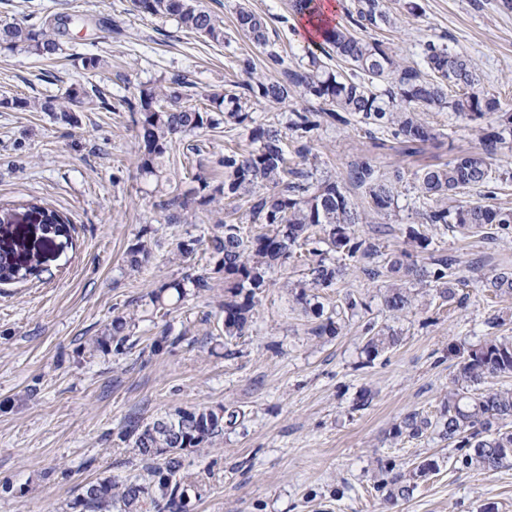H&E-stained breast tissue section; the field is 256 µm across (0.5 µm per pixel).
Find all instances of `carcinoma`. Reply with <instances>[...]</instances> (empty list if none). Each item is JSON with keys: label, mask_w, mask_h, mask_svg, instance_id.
<instances>
[{"label": "carcinoma", "mask_w": 512, "mask_h": 512, "mask_svg": "<svg viewBox=\"0 0 512 512\" xmlns=\"http://www.w3.org/2000/svg\"><path fill=\"white\" fill-rule=\"evenodd\" d=\"M321 0H293L294 14L301 18L319 15ZM135 10L146 17H174L182 27L213 42L224 40V23L194 3V0H133ZM350 25H334L325 29L323 45L327 56H336L350 65L348 73H333L316 57L308 67L286 71L287 79L255 77L250 59L239 63L245 79L235 83L238 91L214 93L205 109L181 103L191 82L182 74L172 75L159 87L139 90L130 110L138 114L136 140L140 169L149 174L158 171L161 159L170 146L185 135L224 123L248 131L254 147L228 148L217 164L222 180L212 184L197 178L199 186L194 200L208 206L219 197L248 196L249 217L266 231L246 235L238 224H222L208 240L190 238L176 243L174 255L185 260L206 244L212 257L218 259L217 271L224 275V342L240 338L253 323V311L259 296L269 286L268 274L281 261L306 251L315 257L309 263L305 278L294 283L291 291L303 312L318 320L313 332L318 336H336L342 330L341 320L324 316L317 302L319 291L334 287L346 269L344 262L361 264L377 254L373 246L357 235L356 226L368 223L372 214H389L396 206L400 173L391 177L378 173L375 166L363 162L348 175L354 185L365 189L367 207L358 210L338 180L313 183V172L305 168L312 154L311 133L323 123L348 125L356 120L370 132L388 129L406 142L425 143L435 138L433 129L420 113L446 108L463 120L474 122L500 109L499 99L479 86L471 61L448 48L427 42L423 49L427 71L423 72L398 60L389 49L376 41H368L360 32L368 27L394 23L383 0H355L354 10L347 11ZM239 29L260 44H267L265 20L245 6L237 10ZM24 50L50 58L61 51L58 39L44 28L19 23L0 25V51ZM380 82V89L374 82ZM299 93L321 101L315 112H291L285 130L256 123L246 112L250 98H262L275 107ZM102 105L96 95L82 84H74L61 96L40 101L4 97L1 107L48 112L65 124L76 123L77 104ZM500 133L483 137V147L476 152L461 153L443 164L432 165L415 174L420 192L438 200V204L422 211L426 224L458 229L467 234L492 237L495 230L502 237L512 236V214L489 205H451L457 190L487 186L494 180L493 161ZM22 209L45 217L42 224L44 242L29 246L19 235L12 218L15 209L0 206V284L37 278L44 271V252L58 238H69V219L58 211L37 202ZM429 238L415 227L406 232L404 246L386 254L381 266L367 270L371 279L386 278L383 304L393 316L411 311L416 300L413 286L436 291L439 297L453 303L458 295V262L436 251H428ZM151 241L137 238L126 252L125 262L139 270L151 256ZM337 255L339 262L327 258ZM481 287L502 298L512 297V269L504 266L481 281ZM211 288L206 276L187 274L164 282L148 294L151 315L165 317L188 295ZM139 318L127 313L112 318L108 332L90 343L89 352H120L125 346L140 341L135 335ZM366 342L363 352L371 363L382 352L401 342L392 327L368 320L363 326ZM457 359L456 372L448 390L433 415L419 410L406 413L389 431L392 439L438 438L456 449L454 466L458 470L490 472L512 465V387L490 385V381L512 376V338L490 336L477 345H461L448 349ZM192 423L177 434L166 435L157 429V421L128 422L120 434L133 443L147 471V477L117 484L101 478L82 487L75 505L84 512H184L186 489L180 474L184 468V449L201 448L224 435V428L240 425L244 412L235 408L219 409L178 407L165 414L171 425L181 426L184 416ZM433 459H424L403 471L383 465L374 477V489L388 502L409 499L418 481L436 471Z\"/></svg>", "instance_id": "obj_1"}]
</instances>
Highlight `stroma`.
<instances>
[{
	"instance_id": "1",
	"label": "stroma",
	"mask_w": 512,
	"mask_h": 512,
	"mask_svg": "<svg viewBox=\"0 0 512 512\" xmlns=\"http://www.w3.org/2000/svg\"><path fill=\"white\" fill-rule=\"evenodd\" d=\"M388 0L396 26L369 28L365 36L389 47L406 65L424 68L427 42L448 46L473 63L480 83L501 109L475 122L433 110L424 118L436 137L409 144L391 132L365 133L358 124L322 125L313 133L307 166L316 177L347 180L368 161L380 174L401 172L396 208L357 227L381 252L419 228L432 248L456 256L469 280L460 302L445 305L422 289L410 313L393 318L382 304L381 281L350 264L334 288L322 291L325 314L339 311L345 295L361 303L340 335L318 337L288 285L306 264L275 265L246 336L215 343L222 329L224 279L209 254L174 259L178 241L215 232L218 224L247 223L245 198H222L207 207L189 202L174 212L167 200L214 179L215 161L228 145H248L243 129L219 125L184 137L163 158L161 177L141 173L134 116L121 101L139 87L159 86L174 73L194 84L191 104L205 107L214 92H230L249 57L259 77L268 50L290 69L305 66L321 44L304 36L291 0H198L224 23L216 43L181 27L175 18H145L131 0H0V21L38 28L65 19L63 50L48 60L26 52H0V96L37 99L71 85H95L108 109L79 112L75 125L48 113L0 107V204L38 199L71 222L66 247L49 249L39 278L0 284V512H72L82 486L109 476L124 482L143 475V463L120 434L129 417L149 422L177 407H235L243 426L225 430L214 445L184 453L188 512H512V466L461 472L455 450L426 438L394 440L387 432L405 413H436L455 372L452 344L512 336V299L480 286L484 275L512 268V240L465 237L459 230L422 223L415 174L429 164L482 147L483 135L502 129L512 113V9L502 0ZM268 23L269 43H254L235 26L238 6ZM95 56L97 70L82 59ZM317 99L293 96L280 107L251 99L256 121L282 129L290 112L318 109ZM500 180L492 188L461 189L453 204L491 205L512 213V148L498 149ZM153 241L148 263L130 270L124 253L139 236ZM209 276V291L189 293L181 308L140 322V336L167 335L158 352L133 348L122 355H89L113 316L161 283L185 274ZM393 325L400 345L366 361L365 320ZM373 400L355 409L361 390ZM438 468L413 495L395 504L372 487L378 465L411 469L423 459Z\"/></svg>"
}]
</instances>
